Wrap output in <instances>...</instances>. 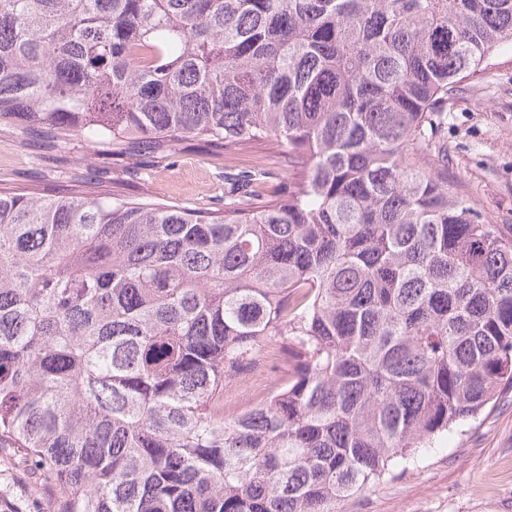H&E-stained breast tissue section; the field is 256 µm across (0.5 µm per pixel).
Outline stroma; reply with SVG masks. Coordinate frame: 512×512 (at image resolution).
I'll list each match as a JSON object with an SVG mask.
<instances>
[{
	"instance_id": "1",
	"label": "stroma",
	"mask_w": 512,
	"mask_h": 512,
	"mask_svg": "<svg viewBox=\"0 0 512 512\" xmlns=\"http://www.w3.org/2000/svg\"><path fill=\"white\" fill-rule=\"evenodd\" d=\"M448 176L496 224H512V51L500 54L481 80L465 83L448 105ZM283 158L227 156L195 142L161 144L152 162L135 154L118 161L112 146H89L72 135L49 151L0 127V188L35 187L67 194L74 175L95 171L120 195L148 196L179 206L224 205V174L253 168L282 174ZM63 485L0 456V512H65ZM343 512H512V391L476 420L449 432L441 447L417 452L406 469L342 507Z\"/></svg>"
}]
</instances>
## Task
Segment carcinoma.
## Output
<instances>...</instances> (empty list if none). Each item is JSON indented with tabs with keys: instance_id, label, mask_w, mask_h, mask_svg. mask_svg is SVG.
<instances>
[{
	"instance_id": "1",
	"label": "carcinoma",
	"mask_w": 512,
	"mask_h": 512,
	"mask_svg": "<svg viewBox=\"0 0 512 512\" xmlns=\"http://www.w3.org/2000/svg\"><path fill=\"white\" fill-rule=\"evenodd\" d=\"M508 47L512 0H0V121L46 148L288 149L222 209L0 189V449L69 512H341L477 417L512 225L441 134ZM263 360L288 380L223 414Z\"/></svg>"
}]
</instances>
